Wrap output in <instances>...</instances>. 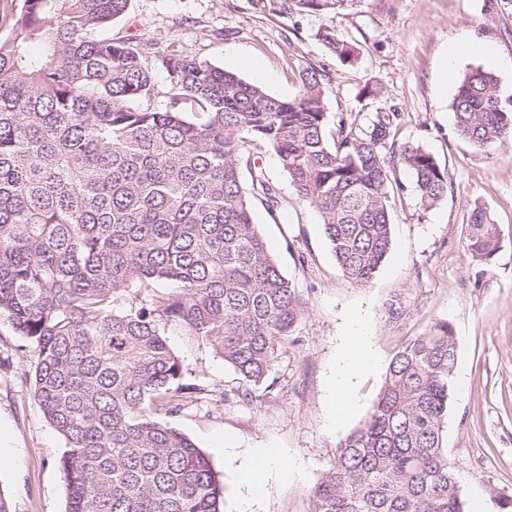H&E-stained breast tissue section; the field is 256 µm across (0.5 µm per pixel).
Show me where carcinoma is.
<instances>
[{"label":"carcinoma","instance_id":"carcinoma-1","mask_svg":"<svg viewBox=\"0 0 512 512\" xmlns=\"http://www.w3.org/2000/svg\"><path fill=\"white\" fill-rule=\"evenodd\" d=\"M130 2L20 0L0 35V318L38 353L34 396L66 441L69 512H224L209 458L155 414H176L200 392L184 383L167 325L246 383L271 388V367L304 314L253 222L252 200L271 212L280 200L250 145L275 152L359 286L392 247L396 167L425 207L448 195V172L419 144L394 150L381 119L367 128L341 120L330 143L314 67L300 72L294 97L280 98L206 60L112 37ZM352 2L282 7L329 16ZM322 40L342 62L359 59V45L335 29ZM159 94L162 108L152 104ZM451 108L473 149L512 146V100L494 72L466 74ZM465 249L481 261L499 249L481 206L468 213ZM156 284L167 291L149 292ZM457 361L446 321L404 340L309 512H465L443 445Z\"/></svg>","mask_w":512,"mask_h":512}]
</instances>
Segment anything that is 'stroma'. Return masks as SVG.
Returning <instances> with one entry per match:
<instances>
[{"label":"stroma","instance_id":"obj_1","mask_svg":"<svg viewBox=\"0 0 512 512\" xmlns=\"http://www.w3.org/2000/svg\"><path fill=\"white\" fill-rule=\"evenodd\" d=\"M330 26L358 43L356 64L324 47ZM112 34L157 44L165 53L198 57L250 79L235 64L251 57L266 71L270 92L293 96L299 73L325 75V101L337 120L366 127L383 117L395 145H422L448 173V195L421 206L411 175L397 168L392 248L364 287L338 266L316 209L300 201L275 152L258 145L256 164L279 189L280 208L254 202L253 220L282 273L305 302V313L271 369L272 390L246 385L222 357L171 324L167 340L198 399L169 423L208 456L224 484V512H308L310 493L332 467L336 450L367 418L388 364L408 337L434 322L455 332L458 362L443 440L466 512H500L512 496V148L481 154L456 135L451 102L464 76L485 66L467 56L449 82L440 79L443 53L454 41L488 42L502 65L503 97L512 96V0H354L332 17L282 11L278 0H131ZM378 97L362 96L365 86ZM330 125L329 136L338 127ZM483 207L499 234L489 262L465 251L464 219ZM400 299L404 313L390 318ZM363 320L381 362L358 375L339 398L328 379L348 329ZM34 348L0 319V424L18 447L13 467L0 470V491L13 512H67L59 459L66 443L44 417L33 393ZM232 453H224V446ZM257 448H284L302 462L299 478L269 477L260 500L244 481Z\"/></svg>","mask_w":512,"mask_h":512}]
</instances>
